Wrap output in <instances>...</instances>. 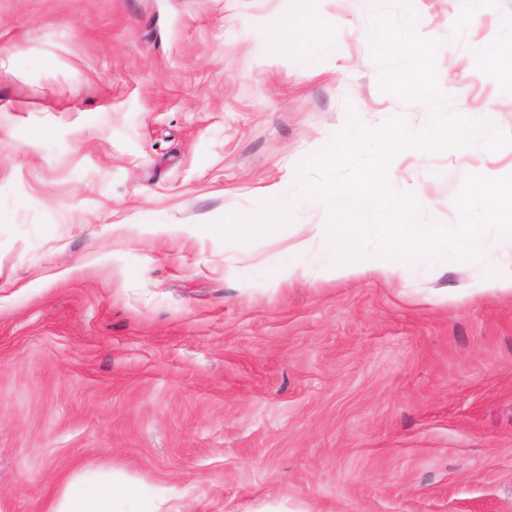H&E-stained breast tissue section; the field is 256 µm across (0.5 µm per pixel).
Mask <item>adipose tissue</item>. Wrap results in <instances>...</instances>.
I'll use <instances>...</instances> for the list:
<instances>
[{
	"label": "adipose tissue",
	"instance_id": "obj_1",
	"mask_svg": "<svg viewBox=\"0 0 512 512\" xmlns=\"http://www.w3.org/2000/svg\"><path fill=\"white\" fill-rule=\"evenodd\" d=\"M417 141L396 135L383 150L381 166L373 176H367L349 186L323 185L317 190L330 212L348 213L349 224H318L314 236L322 249L335 255L332 265L324 267V276L348 279L370 276L384 280L402 277L416 255L429 254L443 263H452L464 255L482 250L495 255L500 273L475 283L477 291L494 294H512V199L501 197L491 205V226L469 223L463 202H453L459 216V231L455 238H447L437 224H387L382 217L396 210L397 204L388 189L395 178V169L401 153H424ZM376 235L384 249L394 251L396 260L383 261L373 255H358L347 262L339 261L338 253L351 249L353 243L367 235ZM114 486L108 482L85 485L77 491H67L54 512H112Z\"/></svg>",
	"mask_w": 512,
	"mask_h": 512
}]
</instances>
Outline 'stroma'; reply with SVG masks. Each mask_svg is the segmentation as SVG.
<instances>
[{"mask_svg":"<svg viewBox=\"0 0 512 512\" xmlns=\"http://www.w3.org/2000/svg\"><path fill=\"white\" fill-rule=\"evenodd\" d=\"M442 40L447 112L512 133V0H412ZM385 0H0V512L70 485L136 486L114 512H512V295L473 254L416 276L323 280L299 224L228 241L208 225L295 195L297 167L346 121L411 129L380 92ZM328 16L301 53L258 40ZM408 224L455 233L512 194V147L406 154ZM293 285L265 282L271 260Z\"/></svg>","mask_w":512,"mask_h":512,"instance_id":"obj_1","label":"stroma"}]
</instances>
